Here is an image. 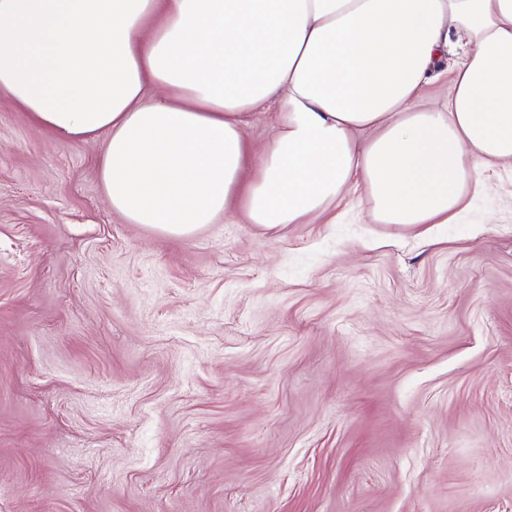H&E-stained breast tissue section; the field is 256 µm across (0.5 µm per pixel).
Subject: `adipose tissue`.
<instances>
[{"label": "adipose tissue", "instance_id": "1", "mask_svg": "<svg viewBox=\"0 0 512 512\" xmlns=\"http://www.w3.org/2000/svg\"><path fill=\"white\" fill-rule=\"evenodd\" d=\"M0 95L55 138L107 134L112 211L170 236L235 198L280 230L358 188L376 223L449 224L512 161V0H0ZM248 128V138L255 145L267 142L275 132L276 112L273 105H264L258 108Z\"/></svg>", "mask_w": 512, "mask_h": 512}]
</instances>
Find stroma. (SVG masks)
<instances>
[{
    "label": "stroma",
    "instance_id": "1",
    "mask_svg": "<svg viewBox=\"0 0 512 512\" xmlns=\"http://www.w3.org/2000/svg\"><path fill=\"white\" fill-rule=\"evenodd\" d=\"M106 135L0 99V512H512V165L455 223L362 192L126 223Z\"/></svg>",
    "mask_w": 512,
    "mask_h": 512
}]
</instances>
